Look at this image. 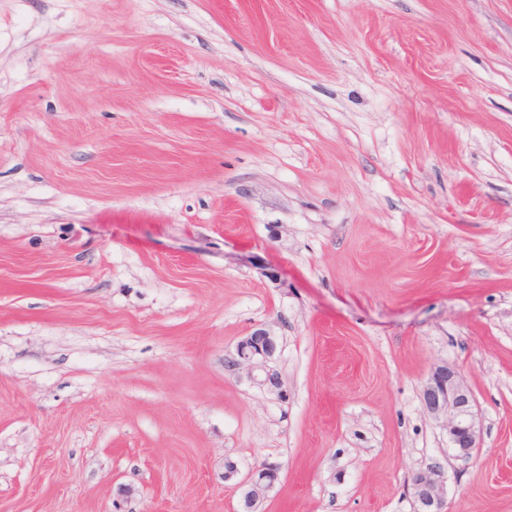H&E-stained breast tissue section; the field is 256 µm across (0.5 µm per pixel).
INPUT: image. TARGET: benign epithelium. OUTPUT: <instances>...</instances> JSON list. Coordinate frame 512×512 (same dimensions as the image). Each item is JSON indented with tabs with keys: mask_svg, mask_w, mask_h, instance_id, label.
Here are the masks:
<instances>
[{
	"mask_svg": "<svg viewBox=\"0 0 512 512\" xmlns=\"http://www.w3.org/2000/svg\"><path fill=\"white\" fill-rule=\"evenodd\" d=\"M277 350L272 332L258 328L239 342L236 358L230 365L248 371L260 368L265 372L263 383L284 396L279 375L271 366ZM426 411L435 418L446 420L448 442L456 457L468 459L478 447L479 426L473 412V397L458 371L446 364L436 366L423 388ZM277 470L257 469L246 476L242 484L247 486L243 495L242 512H257L260 493L273 486ZM448 477L443 468L433 466L417 473L412 481L416 512H443L447 497Z\"/></svg>",
	"mask_w": 512,
	"mask_h": 512,
	"instance_id": "1",
	"label": "benign epithelium"
}]
</instances>
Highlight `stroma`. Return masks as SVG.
Masks as SVG:
<instances>
[{"mask_svg":"<svg viewBox=\"0 0 512 512\" xmlns=\"http://www.w3.org/2000/svg\"><path fill=\"white\" fill-rule=\"evenodd\" d=\"M261 327L286 397L227 366ZM434 465L512 512V0H0V512L263 467L259 512H414ZM426 411L446 420L448 442L456 457L468 459L478 446L479 426L473 412V397L458 371L437 365L423 388Z\"/></svg>","mask_w":512,"mask_h":512,"instance_id":"1","label":"stroma"}]
</instances>
